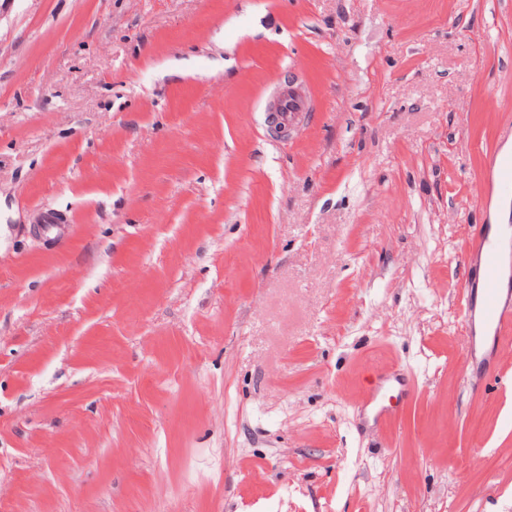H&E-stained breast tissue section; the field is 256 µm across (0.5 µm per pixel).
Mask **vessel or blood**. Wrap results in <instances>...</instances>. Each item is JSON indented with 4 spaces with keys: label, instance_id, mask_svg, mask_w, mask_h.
<instances>
[{
    "label": "vessel or blood",
    "instance_id": "1",
    "mask_svg": "<svg viewBox=\"0 0 512 512\" xmlns=\"http://www.w3.org/2000/svg\"><path fill=\"white\" fill-rule=\"evenodd\" d=\"M488 177L497 186H512V158L491 155ZM479 265L482 269L480 282V316L494 336L512 339V306L501 297L499 269L501 255L497 247L488 244L486 236L475 241Z\"/></svg>",
    "mask_w": 512,
    "mask_h": 512
}]
</instances>
